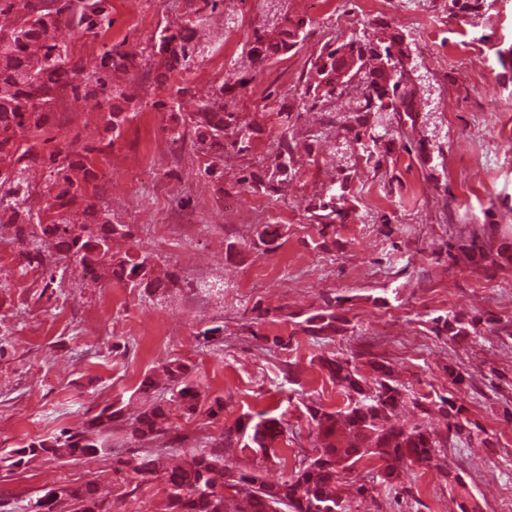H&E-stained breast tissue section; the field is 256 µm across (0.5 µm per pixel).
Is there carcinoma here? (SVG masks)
Here are the masks:
<instances>
[{
    "mask_svg": "<svg viewBox=\"0 0 512 512\" xmlns=\"http://www.w3.org/2000/svg\"><path fill=\"white\" fill-rule=\"evenodd\" d=\"M11 11L21 19L9 32H0V230L8 232L0 240L21 244L29 237L56 241V256L37 246L21 252L25 270L42 268L51 272L59 261L74 258L97 280L113 276L135 286L159 288L149 254L113 252V240L131 235L130 228L111 223L107 214L90 202L87 179L73 175L75 168L83 166L82 155L73 156L60 149L49 154L57 180L43 192L45 216L38 217L35 224L31 223V210L25 207L28 193L21 191L20 174L42 156L34 145L22 147L17 137L41 134L48 124L50 107L67 91L76 93L82 82L91 80L89 75L79 77L76 66L72 67L74 77H60L66 50L56 41L55 32L62 24L81 35L101 29L109 15L107 0H0V14ZM307 26L303 19L284 15L270 32L256 28L247 33L255 67L264 69L280 54L304 42L309 36ZM403 39L401 32L386 24L374 33L364 31L348 39L327 41L312 63L301 94L302 101L326 112L323 126L342 130L343 138L357 149L359 158L375 169L382 163L381 144L386 140L400 142L409 154L415 150L412 131L418 87ZM199 53L188 26L158 29L147 56L116 47L103 51L92 92L101 94L109 105L105 128L110 137L83 151L107 153L128 120L123 95L117 96L112 90V72L144 70L152 61L168 72L178 71ZM227 90L225 81L213 98L202 102L187 118L170 113L171 132L176 134L181 125L190 124L194 144L211 157L205 169L209 176L215 175L224 162L226 138L234 137L231 145L240 152L250 148L249 133L224 102ZM339 100L348 101L349 112L335 118L327 107ZM296 173L292 145L283 136L264 175L251 172L239 184L279 198ZM350 193L351 174L343 168L328 194L309 204L315 223L325 230L335 226ZM79 202L85 204L84 218L76 221L71 207ZM498 231L495 224L482 225L481 231L448 244V257L479 267L512 265V243L505 238L497 240ZM256 234L264 250L277 248L280 232L273 225H261ZM294 318V326L314 341L339 336L351 325L340 306L332 304ZM478 323L476 318L467 321L448 313L431 318V330L450 340L465 339L478 335ZM369 365L371 372L365 374L354 356L345 358L333 353L318 357L320 370L342 394L344 403L335 410L316 403L306 405L308 424L316 433L313 453L297 456L276 482L226 468L222 450L255 448L265 457L277 455L274 444L288 439V421L282 413L239 418L224 429L208 451L192 448L165 457L154 453L127 465L143 482L149 476L163 481L160 512H353L354 499L380 487L411 493L407 478L414 465L434 470L445 480L465 487L460 474L445 470L442 456L448 436L435 428L438 421L446 430H454V438L472 439L463 407L449 397L433 401L409 389L385 360ZM161 369L171 392L170 401L190 414L196 412L202 391L201 384L191 378L190 366L170 357ZM155 389L153 376L145 377L139 391L150 398L151 404L131 421L124 418L123 408L105 407L88 420L84 432L64 431L51 442H33L25 453L75 460L94 457L107 451L106 432L116 422L137 440L166 437L170 428L168 404L152 396ZM408 408L419 412V421L410 426L400 423V414ZM57 491V495L36 499L30 512H62L63 505L72 512H112L97 482L63 485Z\"/></svg>",
    "mask_w": 512,
    "mask_h": 512,
    "instance_id": "1",
    "label": "carcinoma"
}]
</instances>
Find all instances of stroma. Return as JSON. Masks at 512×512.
I'll list each match as a JSON object with an SVG mask.
<instances>
[{
  "mask_svg": "<svg viewBox=\"0 0 512 512\" xmlns=\"http://www.w3.org/2000/svg\"><path fill=\"white\" fill-rule=\"evenodd\" d=\"M357 2L342 0L333 13L317 10L314 0H218L211 9L202 0H109L110 24L98 34L76 38L59 29L69 65L88 74L104 50L142 49L158 28L191 19L202 53L166 80L153 69L113 73L129 118L112 149L88 162L94 202L112 223L130 227L119 249L150 254L162 289L97 281L73 260L50 285L42 271L21 268L19 244L0 242V498L7 512H27L52 487L95 479L114 512L157 505L160 482L136 484L126 465L157 444L131 441L122 429L112 430L108 456L16 452L61 429H80L115 402L138 413L141 381L169 356L190 366L209 398L224 401L214 418L173 412L172 432L187 444L205 446L246 413L284 414L292 435L278 457L248 448L224 454L226 467L277 481L283 459L313 450L304 401L329 409L343 403L313 362L328 352L393 363L410 389L461 404L489 440L446 448L448 468L465 488L422 470L412 496L360 498L354 512H460L464 489L480 512H504L512 499V336L486 330L474 343L449 341L435 336L430 319L512 318V268L489 274L450 261L446 251L475 215L512 237V121L495 111L512 102V0H492L475 14L458 12L450 0H379L366 17ZM284 14L310 20V34L301 48L256 70L243 33L272 28ZM381 23L409 46L420 85L414 138L426 150L410 155L394 145L380 169L353 167L349 216L323 234L308 206L347 165L349 149L336 134L314 139L318 110L304 112L291 132L298 172L282 199L238 180L269 164L281 132L277 112L295 102L323 44ZM463 42L473 54L465 68L455 59ZM229 77L239 82L232 109L252 130L250 149L225 147L220 173L209 176L210 159L191 134L172 141L170 114L195 112ZM106 111L101 97L65 95L52 108L41 153L96 144ZM260 224L282 225L275 250L252 246ZM338 297L351 331L320 344L295 332L290 314ZM257 307L268 315L256 325ZM215 327L223 344L203 337ZM288 335L291 349H270L268 338ZM292 363L299 367L293 382L286 376ZM452 369L463 373L461 383L449 379Z\"/></svg>",
  "mask_w": 512,
  "mask_h": 512,
  "instance_id": "35a3bbf8",
  "label": "stroma"
}]
</instances>
